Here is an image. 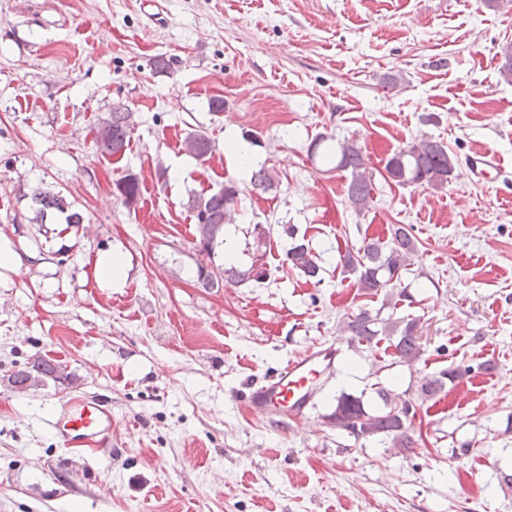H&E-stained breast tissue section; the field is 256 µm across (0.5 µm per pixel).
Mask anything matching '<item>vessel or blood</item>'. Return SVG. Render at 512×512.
<instances>
[{
  "label": "vessel or blood",
  "mask_w": 512,
  "mask_h": 512,
  "mask_svg": "<svg viewBox=\"0 0 512 512\" xmlns=\"http://www.w3.org/2000/svg\"><path fill=\"white\" fill-rule=\"evenodd\" d=\"M471 174L481 181H509L496 154L475 152L469 159ZM340 353L335 345L317 344L302 355L289 359L276 373L253 384L245 397L249 408L260 415L293 421L304 417L324 377L334 370ZM51 427L68 454L112 453V406L106 401L73 396L59 401Z\"/></svg>",
  "instance_id": "vessel-or-blood-1"
}]
</instances>
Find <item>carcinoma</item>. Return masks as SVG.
<instances>
[{"label": "carcinoma", "instance_id": "cac0c4a2", "mask_svg": "<svg viewBox=\"0 0 512 512\" xmlns=\"http://www.w3.org/2000/svg\"><path fill=\"white\" fill-rule=\"evenodd\" d=\"M133 124V113L123 104L112 106L109 120L102 123L96 132V144L100 152L112 157L124 154ZM186 151L196 160L205 162L212 157L214 142L204 132H190L184 140ZM329 156L336 160V169L350 172L346 189L348 205L357 213L369 210L373 202V172L367 167L364 150L353 141L338 143ZM454 169V157L448 146L440 140L423 137L407 143L387 158L384 171L398 186H418L441 189L448 184V176ZM274 177L269 169L262 166L251 172L250 191L265 193L274 189ZM115 190L127 204L137 200L140 183L132 175H125L115 182ZM242 190L236 182H224V188L208 195L191 196L186 206L195 220V243L199 251L209 256L214 253L218 237L224 235V225L231 224L238 212V200ZM31 201L32 210L42 217L49 211L66 215V223H82V215L74 210L73 202L61 192L47 191L41 187H31L25 193ZM293 239L286 251L288 264L308 278H315L320 271L318 257L309 245L296 240L292 227L285 229ZM416 241L412 227L408 224H395L390 228V238L386 243L378 240L365 241L354 251H348L341 258L342 266L355 275V284L361 296H377L387 291V296H396L404 302L407 293L394 291L395 281L400 271L409 266L410 256L415 252ZM270 275L265 264L257 261L247 268L233 263L210 270L202 264L198 267L197 281L203 288H220L224 282L262 283ZM346 328L358 344L372 347L384 338L393 348V356L400 363H413L423 352L422 343L415 337L417 320L401 317L383 320L379 314L360 308L348 316ZM470 367L450 366L436 374L426 375L420 385L424 398H433L444 392L447 385L454 387L469 378ZM64 378L61 364L41 358L28 369H20L8 376L11 386L30 390L45 384L48 379ZM377 395L382 407L375 411L365 408L363 396L342 393L336 398L334 410L325 418L346 431L355 440L385 437L397 448L408 450L414 440L410 435L412 418L400 415L402 399L391 391L380 388Z\"/></svg>", "mask_w": 512, "mask_h": 512}]
</instances>
